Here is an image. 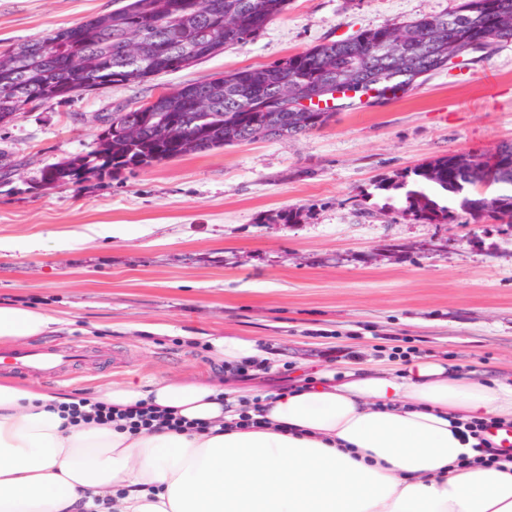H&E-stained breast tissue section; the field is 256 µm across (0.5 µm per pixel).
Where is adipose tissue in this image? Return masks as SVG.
Instances as JSON below:
<instances>
[{
  "label": "adipose tissue",
  "mask_w": 512,
  "mask_h": 512,
  "mask_svg": "<svg viewBox=\"0 0 512 512\" xmlns=\"http://www.w3.org/2000/svg\"><path fill=\"white\" fill-rule=\"evenodd\" d=\"M60 321L0 306V342ZM112 407L140 401L208 421L236 419L235 390L207 379L113 384ZM63 397L0 382V512H512V461L473 456L454 417L512 420V381L470 380L410 359L399 376L371 366L268 401L266 429L132 436L65 423Z\"/></svg>",
  "instance_id": "obj_1"
}]
</instances>
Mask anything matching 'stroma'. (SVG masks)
Here are the masks:
<instances>
[{
    "label": "stroma",
    "mask_w": 512,
    "mask_h": 512,
    "mask_svg": "<svg viewBox=\"0 0 512 512\" xmlns=\"http://www.w3.org/2000/svg\"><path fill=\"white\" fill-rule=\"evenodd\" d=\"M459 0H289L254 41L185 70L49 101L0 126L16 171L0 187V305L63 321L42 343L99 355L64 382L68 398L128 380L218 374L208 342L240 336L284 371L403 369L406 352L482 382L512 378V227L403 216L404 193L375 182L451 151L512 141V43L417 88L340 111L288 141L227 146L99 183L35 188L42 169L92 150L100 116L218 73L263 66L322 42L439 14ZM112 0H0V45L104 13ZM301 209L295 224L272 214ZM39 239L43 249H29Z\"/></svg>",
    "instance_id": "1"
}]
</instances>
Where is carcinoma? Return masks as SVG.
<instances>
[{"mask_svg":"<svg viewBox=\"0 0 512 512\" xmlns=\"http://www.w3.org/2000/svg\"><path fill=\"white\" fill-rule=\"evenodd\" d=\"M287 10L288 0H112L108 12L0 49V125L51 100L192 67L254 40ZM507 43L512 0H461L445 13L386 23L113 112L94 149L43 170L37 183L79 185L224 146L307 136L336 121V111L295 112L275 96L316 95L339 76L378 83L381 95L406 92L418 76L445 69L450 53ZM486 157L484 173L469 154L450 151L378 188L405 190L404 212L417 223H442L456 202L475 224L511 225L512 142Z\"/></svg>","mask_w":512,"mask_h":512,"instance_id":"carcinoma-1","label":"carcinoma"}]
</instances>
